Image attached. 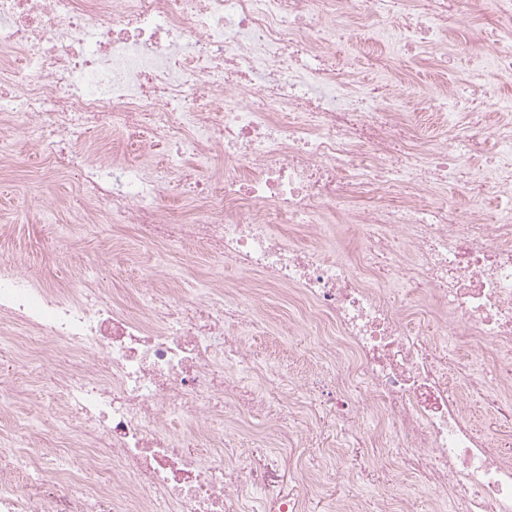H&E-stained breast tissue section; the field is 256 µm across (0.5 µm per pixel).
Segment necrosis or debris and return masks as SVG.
Returning <instances> with one entry per match:
<instances>
[{
	"label": "necrosis or debris",
	"instance_id": "necrosis-or-debris-1",
	"mask_svg": "<svg viewBox=\"0 0 512 512\" xmlns=\"http://www.w3.org/2000/svg\"><path fill=\"white\" fill-rule=\"evenodd\" d=\"M485 15L512 33V0H0V162L36 148L76 177L88 223L133 229L145 248L199 242L290 290L327 365L311 382L252 350L271 325L251 289H160L149 266L133 311L89 287L88 265L47 284L1 261L0 413L33 375L75 429L63 442L14 426L0 512H249L258 488L269 512H311L316 497L361 512L336 492L358 448L418 475L431 512H512V452L472 411L512 419V110L489 132L480 103L441 88L448 146L432 150L422 113L399 108L404 82L356 83L327 39L388 29L412 50L439 44L444 21ZM92 130L166 156L99 160L77 148ZM450 179L467 210L429 193ZM174 196L188 213L171 212ZM327 214L358 225L357 258L276 231L314 237ZM392 282L411 309L389 299ZM256 416L275 464L237 429ZM328 424L345 430L337 461L310 468ZM76 452L99 481L41 489L43 459L63 474Z\"/></svg>",
	"mask_w": 512,
	"mask_h": 512
}]
</instances>
